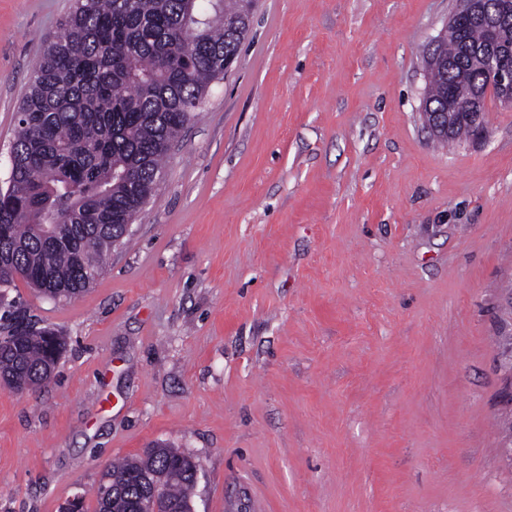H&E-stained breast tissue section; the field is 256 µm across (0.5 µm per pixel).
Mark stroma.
<instances>
[{
	"label": "stroma",
	"mask_w": 512,
	"mask_h": 512,
	"mask_svg": "<svg viewBox=\"0 0 512 512\" xmlns=\"http://www.w3.org/2000/svg\"><path fill=\"white\" fill-rule=\"evenodd\" d=\"M456 5L258 0L103 273L7 291L66 348L0 383V512H62L155 443L199 461L193 512H512V106L449 145L421 108ZM72 6L0 0V185Z\"/></svg>",
	"instance_id": "35a3bbf8"
}]
</instances>
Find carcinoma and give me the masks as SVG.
<instances>
[{"instance_id":"1","label":"carcinoma","mask_w":512,"mask_h":512,"mask_svg":"<svg viewBox=\"0 0 512 512\" xmlns=\"http://www.w3.org/2000/svg\"><path fill=\"white\" fill-rule=\"evenodd\" d=\"M256 0H74L33 71L19 108L7 186L0 187V289L22 280L52 299L81 293L124 244L153 196L162 162L236 57ZM480 26H448L426 52L422 111L485 86ZM0 381L48 383L65 342L14 302L0 312ZM199 463L155 444L112 463L95 512H191Z\"/></svg>"}]
</instances>
